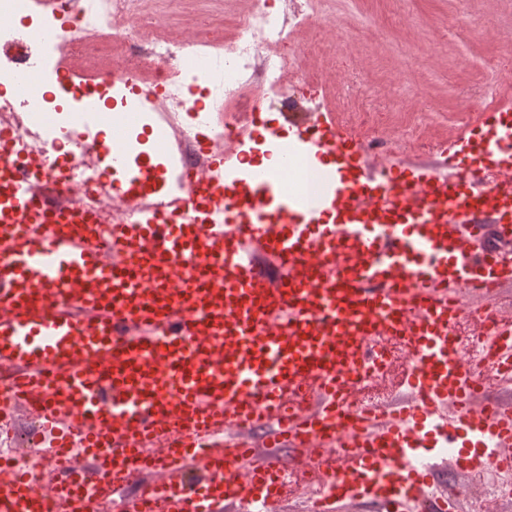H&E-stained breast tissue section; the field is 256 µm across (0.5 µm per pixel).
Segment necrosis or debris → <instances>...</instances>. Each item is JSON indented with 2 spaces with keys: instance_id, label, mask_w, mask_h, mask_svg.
Segmentation results:
<instances>
[{
  "instance_id": "necrosis-or-debris-1",
  "label": "necrosis or debris",
  "mask_w": 512,
  "mask_h": 512,
  "mask_svg": "<svg viewBox=\"0 0 512 512\" xmlns=\"http://www.w3.org/2000/svg\"><path fill=\"white\" fill-rule=\"evenodd\" d=\"M199 2L192 37L171 39L161 35L158 19L145 12L142 0H76L82 18L77 32L64 34L44 26L33 35L15 26L13 19L20 14L40 16L41 0H0V129L13 135L18 166L34 162L49 175L64 170L65 204L102 214L109 224H136L148 197L134 201L126 193L101 186L102 132L97 115L103 105L91 92L101 76H108L114 86L160 83L164 103L150 113L149 125L170 134L180 163L199 171L206 169L208 157L196 144L193 125L206 126L215 143L230 136L250 138L254 115L262 105L292 103L293 87L286 75L303 67L306 52L300 49L285 56L275 48L311 24L328 23L331 0H289L281 14L268 11L266 0H250L249 9L235 20L232 36L221 42L211 36L219 0ZM63 47L94 61L117 52L126 65L107 74L98 67L89 69L84 85L65 90L70 101L65 118L46 126L42 114L54 104L53 94L33 91L8 98L3 91L23 84L33 69L54 75L62 64L58 52ZM202 73L210 84L201 103H190ZM370 95L367 87H360L357 101L345 115L370 158L392 157L400 151L435 153L416 123L405 124L393 136L386 127L363 121L361 112ZM1 457L27 473L33 486H40L46 450L36 428L11 431L9 441L0 444Z\"/></svg>"
}]
</instances>
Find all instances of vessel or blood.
I'll use <instances>...</instances> for the list:
<instances>
[{"mask_svg":"<svg viewBox=\"0 0 512 512\" xmlns=\"http://www.w3.org/2000/svg\"><path fill=\"white\" fill-rule=\"evenodd\" d=\"M161 102L156 86L127 100ZM276 144L315 175L313 197L214 151L182 196L102 225L48 200L38 168L19 180L0 133V419L39 421L64 462L36 488L1 460L0 512H100L119 485L126 512H273L288 470L315 474V512H415L447 503L437 462L512 470V404L483 381L512 375V320L488 337L490 363L457 347L466 309L512 288V119L481 113L438 168L375 167L324 118ZM389 343L409 359L404 392L359 409L356 376L392 365Z\"/></svg>","mask_w":512,"mask_h":512,"instance_id":"1","label":"vessel or blood"}]
</instances>
